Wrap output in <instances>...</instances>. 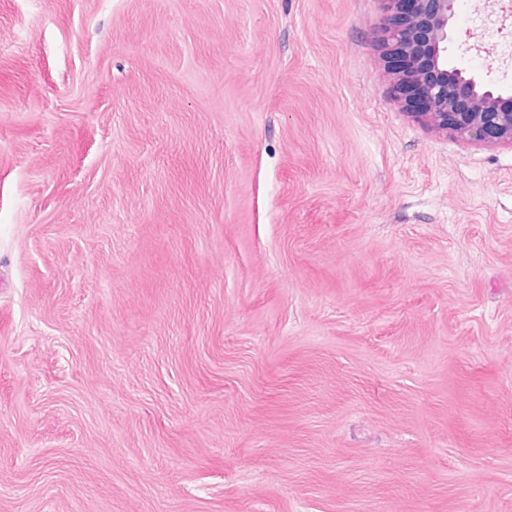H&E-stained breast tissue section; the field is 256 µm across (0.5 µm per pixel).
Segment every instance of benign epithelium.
<instances>
[{"label": "benign epithelium", "instance_id": "obj_1", "mask_svg": "<svg viewBox=\"0 0 512 512\" xmlns=\"http://www.w3.org/2000/svg\"><path fill=\"white\" fill-rule=\"evenodd\" d=\"M381 36L392 91L408 113L445 136L512 143V92L448 67V27L459 0H382Z\"/></svg>", "mask_w": 512, "mask_h": 512}]
</instances>
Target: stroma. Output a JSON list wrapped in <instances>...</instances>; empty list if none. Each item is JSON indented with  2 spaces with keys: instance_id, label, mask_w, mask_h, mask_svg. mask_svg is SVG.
I'll list each match as a JSON object with an SVG mask.
<instances>
[{
  "instance_id": "35a3bbf8",
  "label": "stroma",
  "mask_w": 512,
  "mask_h": 512,
  "mask_svg": "<svg viewBox=\"0 0 512 512\" xmlns=\"http://www.w3.org/2000/svg\"><path fill=\"white\" fill-rule=\"evenodd\" d=\"M500 0L448 64L512 89ZM381 0H0V512H512V144L390 93Z\"/></svg>"
}]
</instances>
